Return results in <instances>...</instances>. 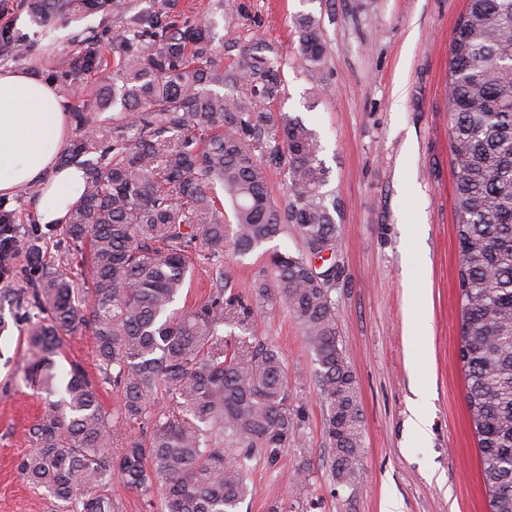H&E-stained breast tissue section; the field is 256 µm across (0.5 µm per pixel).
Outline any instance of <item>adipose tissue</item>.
Segmentation results:
<instances>
[{"label": "adipose tissue", "instance_id": "adipose-tissue-1", "mask_svg": "<svg viewBox=\"0 0 512 512\" xmlns=\"http://www.w3.org/2000/svg\"><path fill=\"white\" fill-rule=\"evenodd\" d=\"M70 119L54 88L21 71L0 70V195L37 191L39 224L67 223L81 200L86 171L61 165Z\"/></svg>", "mask_w": 512, "mask_h": 512}]
</instances>
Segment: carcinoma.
Here are the masks:
<instances>
[{"label": "carcinoma", "instance_id": "cac0c4a2", "mask_svg": "<svg viewBox=\"0 0 512 512\" xmlns=\"http://www.w3.org/2000/svg\"><path fill=\"white\" fill-rule=\"evenodd\" d=\"M116 9L125 15L112 33L116 69L92 90L98 109L121 106L112 145L103 132L83 133L65 154L97 155L66 225L88 244L91 288L56 270L27 301L25 379L50 400L18 469L60 512H114V475L132 490L159 487L160 512H236L247 461L278 459L299 430L282 357L224 337L221 288L184 313L173 304L197 238L246 254L291 225L305 254L272 253L273 286L258 283L256 297L302 326L319 366L332 470L350 485L360 477L362 417L339 347L336 266L321 278L311 269L312 256L336 249L338 202L325 190L314 131L269 108L282 94L280 49L231 39L218 52L208 22L131 14L124 0ZM295 30L315 92L325 66L320 20L300 14ZM235 49L238 62L225 64ZM447 102L467 409L490 512H512V0H469L450 42ZM274 170L287 185L282 206L270 197ZM79 325L92 332L102 379L122 390L117 418L131 434L116 456L96 383L78 364L66 373L53 364L60 332ZM226 446L241 453L227 456Z\"/></svg>", "mask_w": 512, "mask_h": 512}]
</instances>
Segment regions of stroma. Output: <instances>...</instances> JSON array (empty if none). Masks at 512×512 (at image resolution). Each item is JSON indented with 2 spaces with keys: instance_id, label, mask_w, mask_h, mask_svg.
Wrapping results in <instances>:
<instances>
[{
  "instance_id": "obj_1",
  "label": "stroma",
  "mask_w": 512,
  "mask_h": 512,
  "mask_svg": "<svg viewBox=\"0 0 512 512\" xmlns=\"http://www.w3.org/2000/svg\"><path fill=\"white\" fill-rule=\"evenodd\" d=\"M134 10L178 20L215 18V39L270 42L283 53L285 90L273 111L300 117L313 128L319 156L330 170L328 189L341 201L336 246L341 270L336 302L339 346L350 364L363 420L361 476L339 485L331 470L326 409L317 362L303 330L287 309L259 302L254 287L271 280V252H303L297 232L285 230L239 256L193 251L191 279L176 302L190 309L207 300L223 274L251 307L243 324L228 322L233 338L264 342L282 355L288 397L302 415L296 440L277 462L251 463L239 512H490L480 473L477 438L467 405L460 361L459 249L453 209L451 124L446 90L449 43L468 0H129ZM95 11L82 0L56 9L52 0H0V27L10 26L26 50L0 49V67L25 70L52 83L71 117L109 123L90 91L112 79V32L120 22L113 0ZM309 12L321 20L326 47L322 91L312 95L306 62L298 53L294 21ZM90 54L92 69L64 67V58ZM36 191L0 197L19 226L22 251L38 248L40 271L67 272L88 288V267L64 226L33 236ZM0 315V512H54L17 469L31 449L27 431L41 416L45 396L23 380L31 358L22 301L34 286L26 272L9 281ZM55 357L60 370L79 362L98 377L95 343L79 326L62 332ZM425 387L431 426L409 424ZM306 481L293 487L291 477Z\"/></svg>"
}]
</instances>
